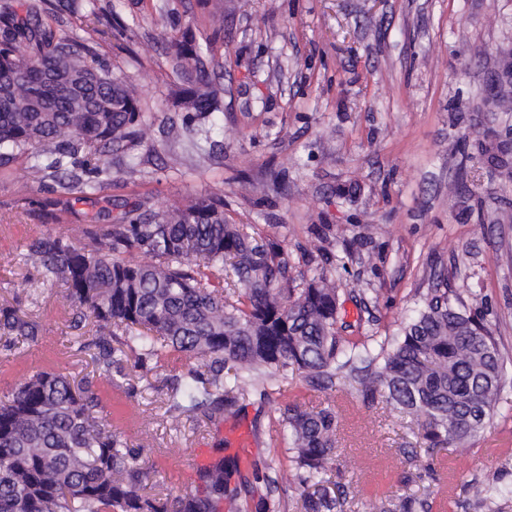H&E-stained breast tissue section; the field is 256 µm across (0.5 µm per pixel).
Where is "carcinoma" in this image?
Instances as JSON below:
<instances>
[{
    "instance_id": "cac0c4a2",
    "label": "carcinoma",
    "mask_w": 512,
    "mask_h": 512,
    "mask_svg": "<svg viewBox=\"0 0 512 512\" xmlns=\"http://www.w3.org/2000/svg\"><path fill=\"white\" fill-rule=\"evenodd\" d=\"M72 0H32L20 15L0 6V167L25 160L26 182L57 198L96 199L112 186V155L149 139L136 91L96 62V27L66 34L63 14ZM160 38L173 52L185 86L173 93L181 124L166 129L182 140L219 110L212 75L219 63L196 44L191 27ZM488 163L503 153L485 137ZM85 243L62 234L32 240L24 253L47 282L64 287L61 305L75 311L73 328L87 321L97 337L79 346L112 381L124 363L147 376L152 363L177 354L193 358L167 393L173 422L201 415L211 421L232 411L251 390L263 401L271 379L294 367L308 383L331 389L341 374L354 376L369 406L383 402L423 418L419 437L428 451L470 443L496 414L505 359L485 320L451 304L435 288L396 338L346 347L336 336L343 291L336 269L317 265L298 284L292 254L254 226L224 218V186L190 202L174 199L153 210L129 209L110 224L82 228ZM140 252L154 262L130 259ZM236 289L232 298L224 289ZM0 335L33 344L38 325L16 307L0 308ZM93 380L79 382L39 371L0 400V512H250L232 485L235 458L219 456L196 471L198 489L175 497L142 493L149 469L140 452L105 424ZM282 444L295 470L304 512H343L344 491L325 479L336 454V412L289 405L280 412ZM262 499L265 512H281L275 480ZM501 494L490 481L466 488L467 512H491ZM428 502L412 494L382 498L379 512H418Z\"/></svg>"
}]
</instances>
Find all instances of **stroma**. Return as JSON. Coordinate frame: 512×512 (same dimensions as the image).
<instances>
[{
  "mask_svg": "<svg viewBox=\"0 0 512 512\" xmlns=\"http://www.w3.org/2000/svg\"><path fill=\"white\" fill-rule=\"evenodd\" d=\"M119 27L100 37L99 60L134 87L151 142L112 157L111 215L174 196L224 187V213L284 240L309 276V257L340 262L344 288L336 332L355 342L395 337L434 287L456 306L486 315L506 362L494 423L474 442L430 454L418 421L386 404L367 406L351 378L321 390L289 369L280 393H246L223 422L200 416L172 424L167 388L195 360L160 363L99 381L102 415L142 450L152 468L149 495L195 491L197 449L213 450L247 426L238 449L243 497L259 500L275 479L288 512H302L276 419L296 402L338 413V461L345 512H372L381 496L412 493L429 512H466V486L502 478L493 512H512V182L487 168L478 151L485 131L512 128V112L485 101L501 54L512 51V0H104ZM224 17L214 34L207 18ZM191 27L212 46L224 71L214 81L220 109L209 122L208 156L192 141L167 143L163 128L180 115L171 94L181 81L162 26ZM47 190L30 186L19 165L0 168V304H19L39 325L37 343L0 345V398L29 376L54 370L79 379L97 366L78 351L60 283L24 265L27 244L65 232L73 243L98 210L80 202L44 222ZM281 463L273 473L264 464Z\"/></svg>",
  "mask_w": 512,
  "mask_h": 512,
  "instance_id": "stroma-1",
  "label": "stroma"
}]
</instances>
